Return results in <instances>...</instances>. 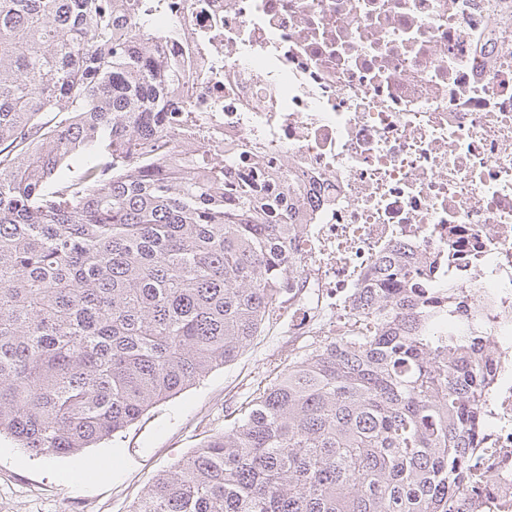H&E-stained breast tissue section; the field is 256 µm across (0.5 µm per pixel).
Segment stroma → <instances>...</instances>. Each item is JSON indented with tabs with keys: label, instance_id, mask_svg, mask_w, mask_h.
I'll list each match as a JSON object with an SVG mask.
<instances>
[{
	"label": "stroma",
	"instance_id": "1",
	"mask_svg": "<svg viewBox=\"0 0 512 512\" xmlns=\"http://www.w3.org/2000/svg\"><path fill=\"white\" fill-rule=\"evenodd\" d=\"M312 343L266 323L233 362L77 456L36 457L1 436L0 512H129L160 471L223 430L225 412L247 406L275 377L279 359L303 355Z\"/></svg>",
	"mask_w": 512,
	"mask_h": 512
}]
</instances>
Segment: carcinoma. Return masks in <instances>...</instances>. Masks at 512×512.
Masks as SVG:
<instances>
[{
    "label": "carcinoma",
    "instance_id": "1",
    "mask_svg": "<svg viewBox=\"0 0 512 512\" xmlns=\"http://www.w3.org/2000/svg\"><path fill=\"white\" fill-rule=\"evenodd\" d=\"M159 0H0V436L114 438L234 361L280 308L293 225L203 147L170 158ZM86 155L78 167L71 160ZM382 260L359 315L157 475L130 512H458L487 375L477 336Z\"/></svg>",
    "mask_w": 512,
    "mask_h": 512
}]
</instances>
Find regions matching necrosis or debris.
Instances as JSON below:
<instances>
[{"instance_id":"obj_1","label":"necrosis or debris","mask_w":512,"mask_h":512,"mask_svg":"<svg viewBox=\"0 0 512 512\" xmlns=\"http://www.w3.org/2000/svg\"><path fill=\"white\" fill-rule=\"evenodd\" d=\"M151 49L182 68L180 151L261 182L298 222L282 282L292 336L362 329L381 260L438 334H483L489 362L467 512H512V0H166ZM409 263V258L405 256V254H401V252H396L390 257H387V259H383L379 266L380 284L385 285L395 280L401 281V279H404L408 271Z\"/></svg>"}]
</instances>
